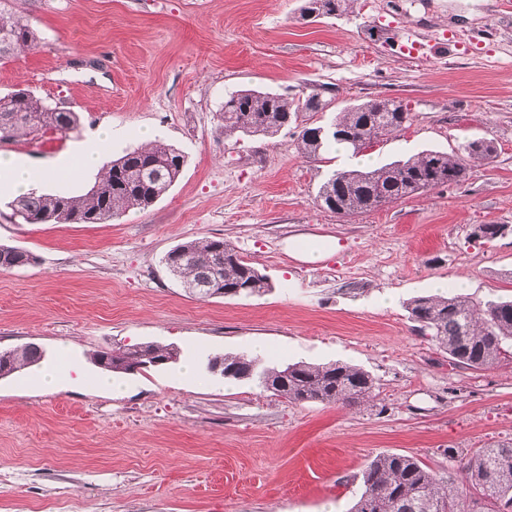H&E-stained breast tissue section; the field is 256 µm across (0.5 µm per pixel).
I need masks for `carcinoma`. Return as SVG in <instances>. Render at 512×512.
Returning a JSON list of instances; mask_svg holds the SVG:
<instances>
[{
	"label": "carcinoma",
	"instance_id": "cac0c4a2",
	"mask_svg": "<svg viewBox=\"0 0 512 512\" xmlns=\"http://www.w3.org/2000/svg\"><path fill=\"white\" fill-rule=\"evenodd\" d=\"M350 0H305L302 14L340 16ZM37 34L28 20L0 6V60L31 47ZM330 102L317 94L292 101L272 92L241 89L224 99L219 118L224 134L271 138L282 129L306 122L324 112ZM76 113L38 98L25 89L0 95V140L37 137L48 130L65 132L76 125ZM412 120L401 101L381 98L348 104L327 126H303L298 152L315 159L341 143L354 154L384 136L402 131ZM497 156L495 142L467 139L448 154L425 150L405 159L369 168L342 170L320 187L318 200L341 216L371 211L429 190L455 185L467 175L469 162L487 164ZM185 156L170 145L151 144L134 148L111 160L86 194L66 192L20 196L13 213L24 224H98L129 210L145 209L177 182ZM503 225L480 224L473 237L491 241ZM36 257L29 251L0 244V270L29 266ZM167 270L200 298L249 297L266 292L269 282L224 239L190 240L177 245L164 258ZM407 309L411 320L430 342L448 354L454 366L482 371L501 363L511 364L512 298L475 302L452 291L412 298ZM175 358L177 351L154 343L104 351L95 362L102 369L131 373L155 358ZM41 348L33 343L0 351V376L38 364ZM237 364L228 380L255 379L259 385L292 403L361 405L375 396L376 381L365 370L342 362L289 363L266 366L262 359L245 355L209 360ZM449 462L458 468L438 474L419 459L400 453L375 457L362 473V486L351 512H512V442L480 448Z\"/></svg>",
	"mask_w": 512,
	"mask_h": 512
}]
</instances>
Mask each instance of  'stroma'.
Wrapping results in <instances>:
<instances>
[{"label":"stroma","instance_id":"1","mask_svg":"<svg viewBox=\"0 0 512 512\" xmlns=\"http://www.w3.org/2000/svg\"><path fill=\"white\" fill-rule=\"evenodd\" d=\"M501 0H355L310 20L303 0H17L38 41L0 61V94L17 89L77 112L40 140L0 142L51 168L104 128L102 162L143 142L177 148L167 195L100 224H18L0 191V244L35 264L0 271V351L33 342L42 367L79 370L47 391L30 369L0 377V512H349L362 472L404 453L437 472L448 452L512 442V365L451 366L408 317L435 281L466 277V296H512V231L472 242L480 224L512 228V13ZM420 49L404 52L407 41ZM257 88L349 103L393 98L412 122L370 145L374 162L464 138L497 146L464 181L340 216L316 202L345 162L301 158L298 131L225 136L230 93ZM332 239L304 261L294 240ZM221 238L264 274L247 298L190 295L164 265L175 246ZM269 364L345 362L369 372L362 407L291 403L252 380L208 372L210 358ZM152 342L177 361L98 389L100 351ZM196 376L181 377L184 361Z\"/></svg>","mask_w":512,"mask_h":512}]
</instances>
